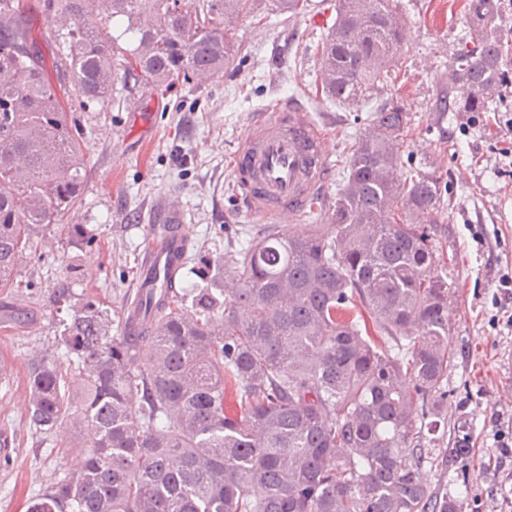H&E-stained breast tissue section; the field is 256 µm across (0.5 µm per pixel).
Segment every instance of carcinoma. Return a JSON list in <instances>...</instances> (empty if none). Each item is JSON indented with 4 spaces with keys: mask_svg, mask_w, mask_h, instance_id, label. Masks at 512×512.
<instances>
[{
    "mask_svg": "<svg viewBox=\"0 0 512 512\" xmlns=\"http://www.w3.org/2000/svg\"><path fill=\"white\" fill-rule=\"evenodd\" d=\"M262 0H42L65 22L36 31L29 0H0V289L18 257L63 223L83 191L76 107L112 106L116 85L173 89L241 55L234 25ZM321 92L339 104L391 80L405 41L394 0H335ZM133 48L115 62L111 23ZM492 4L468 20L452 112H489L505 78ZM71 88L48 77L42 46ZM355 143L331 223L274 227L202 283L139 288L119 323L93 298L58 303L55 350L31 364L29 427L86 440L27 512H453L421 471L441 426L452 363L448 303L431 224L440 177L401 179L412 116L398 99ZM191 302L193 311L185 310Z\"/></svg>",
    "mask_w": 512,
    "mask_h": 512,
    "instance_id": "1",
    "label": "carcinoma"
}]
</instances>
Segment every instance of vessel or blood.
Instances as JSON below:
<instances>
[{"instance_id":"1","label":"vessel or blood","mask_w":512,"mask_h":512,"mask_svg":"<svg viewBox=\"0 0 512 512\" xmlns=\"http://www.w3.org/2000/svg\"><path fill=\"white\" fill-rule=\"evenodd\" d=\"M233 157L237 197L249 216L262 222L301 218L310 199L323 194L331 176L323 131L304 107L288 101L254 116ZM184 222L179 203L166 200L151 226L148 273L175 270L177 258L186 251Z\"/></svg>"}]
</instances>
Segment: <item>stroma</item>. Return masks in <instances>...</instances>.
I'll return each instance as SVG.
<instances>
[{"instance_id": "stroma-1", "label": "stroma", "mask_w": 512, "mask_h": 512, "mask_svg": "<svg viewBox=\"0 0 512 512\" xmlns=\"http://www.w3.org/2000/svg\"><path fill=\"white\" fill-rule=\"evenodd\" d=\"M412 37L377 95L350 107L317 93V49L336 14L331 0H305L295 18L266 9L238 20L239 59L203 82L161 92L140 86L120 106L78 110L86 159L84 190L65 217L93 244H69L50 226L24 254L22 287L0 291L22 325L0 327V359L14 365L0 387V512H26L28 500L59 469L83 460L81 442L66 428L50 435L28 427L27 370L60 332L59 289L102 300L120 319L134 295L153 217L177 194L190 251L211 259L263 234L232 184L230 157L255 113L276 101L301 103L325 131L334 164L325 190L341 187L348 154L370 129L371 113L390 98L412 115L400 146L401 172L434 171L446 184L445 205L433 226L454 297L448 306L454 360L431 464L423 468L432 496L455 512H512V469L500 462L502 436L512 434V71L486 114L447 112L468 89L448 82L459 36L478 0H401Z\"/></svg>"}]
</instances>
